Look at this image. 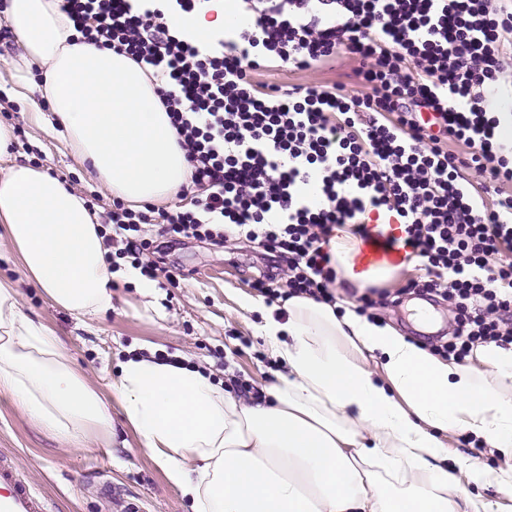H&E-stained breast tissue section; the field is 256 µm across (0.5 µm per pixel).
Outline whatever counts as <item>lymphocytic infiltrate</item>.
I'll return each mask as SVG.
<instances>
[{"label": "lymphocytic infiltrate", "instance_id": "1", "mask_svg": "<svg viewBox=\"0 0 512 512\" xmlns=\"http://www.w3.org/2000/svg\"><path fill=\"white\" fill-rule=\"evenodd\" d=\"M84 42L160 78L159 99L191 166L193 208L114 202L115 256L151 280L141 237L259 241L284 279L253 283L267 302L335 303L325 249L350 226L367 241L371 213L399 224L422 276L406 291L453 306L457 328L439 355L461 362L480 344L512 343V0H239L240 24L200 50L186 30L201 0H59ZM360 61L361 94L319 73L340 53ZM287 67L309 82H258ZM462 143L466 155L448 149Z\"/></svg>", "mask_w": 512, "mask_h": 512}]
</instances>
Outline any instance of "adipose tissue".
Returning <instances> with one entry per match:
<instances>
[{
	"label": "adipose tissue",
	"mask_w": 512,
	"mask_h": 512,
	"mask_svg": "<svg viewBox=\"0 0 512 512\" xmlns=\"http://www.w3.org/2000/svg\"><path fill=\"white\" fill-rule=\"evenodd\" d=\"M7 17L24 66L43 71L47 122L79 161L119 199L170 202L190 167L155 81L128 57L80 41L56 0H8ZM105 234L65 182L23 161L0 174V237L25 279L83 322L112 308ZM329 253L338 274L363 285L392 271L386 262L357 269L341 247ZM241 306L261 311L255 332L279 368L263 397L149 349L120 363L107 397L0 281V394L76 448L109 441L120 407L192 512H493L460 478L512 489V345H479L475 363L462 365L306 296ZM448 431L479 439L508 464L459 473L443 453Z\"/></svg>",
	"instance_id": "obj_1"
}]
</instances>
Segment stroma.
I'll return each mask as SVG.
<instances>
[{
	"label": "stroma",
	"mask_w": 512,
	"mask_h": 512,
	"mask_svg": "<svg viewBox=\"0 0 512 512\" xmlns=\"http://www.w3.org/2000/svg\"><path fill=\"white\" fill-rule=\"evenodd\" d=\"M21 52L0 11V122L14 131L9 157L0 158V171L8 167L10 156H26L32 165L79 190L101 219H108L112 195L76 160L60 131L35 120V113L50 112L51 106L40 93V72L19 71ZM261 252L258 244L235 236L223 248L182 239L164 256L174 280L157 284L154 308H147L134 285L118 276L112 281L111 311L87 325L53 307L27 284L14 256L4 249L0 278L17 284L24 310L58 332L74 365L99 389H106L133 346L170 350L212 371L216 379L238 377L263 388L274 381L276 369L255 334L259 313L240 305L241 298L256 294L251 282L262 268ZM395 267L385 288L400 292V302L383 310L381 318L411 341L433 349L434 341L414 322L416 298L403 290L416 274L415 264L401 256ZM112 424L111 442L75 449L47 435L8 397L0 396V453L14 456L24 477L52 498L55 512H124L130 502L138 503L142 512H191L162 469L140 450L120 407L112 409Z\"/></svg>",
	"instance_id": "obj_1"
}]
</instances>
